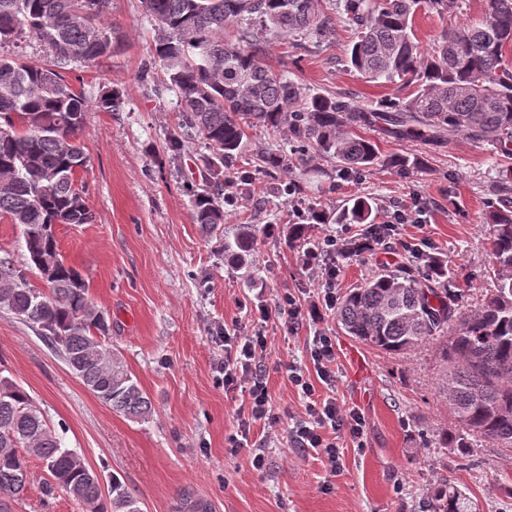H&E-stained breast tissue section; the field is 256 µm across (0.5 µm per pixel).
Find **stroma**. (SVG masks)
Returning <instances> with one entry per match:
<instances>
[{
  "instance_id": "35a3bbf8",
  "label": "stroma",
  "mask_w": 512,
  "mask_h": 512,
  "mask_svg": "<svg viewBox=\"0 0 512 512\" xmlns=\"http://www.w3.org/2000/svg\"><path fill=\"white\" fill-rule=\"evenodd\" d=\"M458 3L449 17L416 16L421 45L431 46L449 24L482 18L485 0ZM107 22L115 31L111 57L75 65L67 74L88 101L110 89L123 100L119 111L86 114L82 140L90 162L79 180L95 221L58 225L56 235L63 259L80 272L94 305L110 314L107 343L155 412L145 422L113 412L28 324L3 309L0 377L22 385L63 447L102 477L117 476L143 512H178L186 490L206 500L210 512H423L448 481L470 496L478 512H512V448L485 442L462 454L442 446V435L455 433L457 423L436 389L440 342L392 354L349 336L330 312L324 322L307 317L290 328L284 316L273 315L266 364L280 422L272 434L261 424L253 429L267 459L260 473L246 455L224 451L243 396L225 393L216 370L224 360L225 330L252 332L251 308L275 305L285 291L303 298L323 291L324 281L313 279L300 261L301 243H287L283 228L306 225L314 244L330 235L367 238V225L336 221L357 197L372 204L379 224L420 202L426 224L396 225L367 252L336 257L337 295L384 266L416 267L428 255L447 262L454 287L462 291L460 311L474 310L496 284L486 216L503 204L501 172L512 160L463 135L432 149L371 127L362 134L376 144L382 163L354 175L335 160L313 158L314 174L302 177L300 193L290 198L282 192L285 176L265 172L257 159L266 149L292 151L288 133L256 127L248 130L236 163L238 175L251 182L235 186L225 201L223 226L204 231L192 207L193 192L205 187L193 173L204 146L192 140L173 155L169 137L179 122L177 99L162 89L160 75L141 76L152 55L154 25L141 0H111ZM335 26L331 41L311 36L289 51L271 48L269 64L311 93L364 106L408 97L399 84L370 82L349 70L351 34L343 21ZM394 155L407 158V166L387 164ZM246 224L272 228L255 244L250 278L224 249ZM320 329L336 341V397L366 421V448H346L344 467L334 475L320 456L293 447L289 436L302 407L288 368L309 366V343ZM27 465L30 485L15 512H83L65 493L43 498L42 464L31 456Z\"/></svg>"
}]
</instances>
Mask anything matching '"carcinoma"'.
Wrapping results in <instances>:
<instances>
[{
    "instance_id": "carcinoma-1",
    "label": "carcinoma",
    "mask_w": 512,
    "mask_h": 512,
    "mask_svg": "<svg viewBox=\"0 0 512 512\" xmlns=\"http://www.w3.org/2000/svg\"><path fill=\"white\" fill-rule=\"evenodd\" d=\"M111 0H0V46L22 36L42 43L49 59L32 64L0 55V215L22 227L26 264L0 259V309L31 326L99 400L136 422L153 413L150 397L122 358L107 346L112 321L94 307L88 285L59 252V224H92L95 214L78 173L89 158L80 141L91 108L114 112L111 90L90 104L66 79L75 63L112 55ZM155 26L151 68L177 97L178 130L169 139L178 155L186 140H200L202 176L218 193L234 182L250 128L287 127L306 152L259 154L264 167L294 174L306 154L334 158L363 170L382 158L357 130L384 125L399 139L442 147L458 134L491 144L512 158V0H486L478 25L448 28L426 51L413 20L421 11L448 14L457 0H336L354 27L346 65L365 78L413 88L410 97L368 108L306 88L263 64L272 44L299 46L310 35H335L324 0H142ZM196 223L211 231L224 223L213 194H193ZM371 205L357 199L339 221L371 224ZM490 250L497 286L472 314L458 311L448 267L430 258L423 268L382 269L336 303V321L362 343L404 353L443 341L446 373L439 392L459 424L447 440L454 449L489 441L512 448V210L489 212ZM259 230L248 224L228 250L244 268ZM45 283L32 287L28 272ZM38 458L48 478L42 494L63 491L85 512H142L138 498L115 478L102 477L61 446L28 392L0 377V512H13L29 485L25 455ZM429 512H472L461 491L436 490Z\"/></svg>"
}]
</instances>
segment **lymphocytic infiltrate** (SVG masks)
Segmentation results:
<instances>
[{"label": "lymphocytic infiltrate", "mask_w": 512, "mask_h": 512, "mask_svg": "<svg viewBox=\"0 0 512 512\" xmlns=\"http://www.w3.org/2000/svg\"><path fill=\"white\" fill-rule=\"evenodd\" d=\"M336 294L326 289L323 304H298L292 293L282 294L275 307L257 305V323L251 334L241 336L228 333L224 336V362L219 371L224 377L225 392L244 391L246 403L236 410L237 428L224 439L227 454L237 456L248 452V461L254 471H263L266 456L252 437L257 423L275 426L277 416L272 411L267 388L266 351L269 338L265 328L272 313L286 315L289 322L304 317L320 318L322 309H335ZM311 370L290 367L288 378L295 386L304 403V414L296 419L290 430L292 442L302 450L320 455L331 472L343 467L344 451L337 440L349 436L357 448H364V420L353 408L336 398V352L330 336L316 332L312 338Z\"/></svg>", "instance_id": "lymphocytic-infiltrate-1"}]
</instances>
